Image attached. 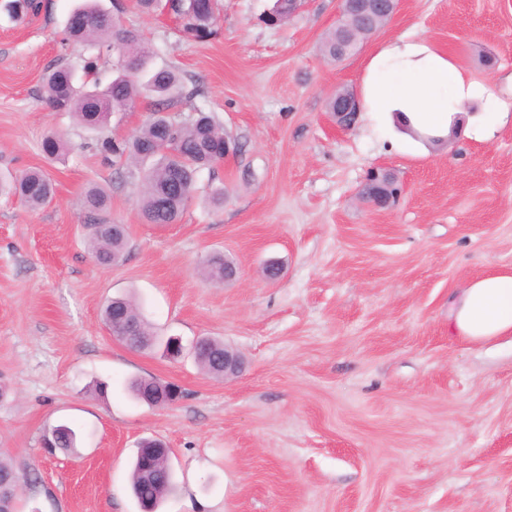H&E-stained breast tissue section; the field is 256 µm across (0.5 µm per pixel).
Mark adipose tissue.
Wrapping results in <instances>:
<instances>
[{"mask_svg":"<svg viewBox=\"0 0 512 512\" xmlns=\"http://www.w3.org/2000/svg\"><path fill=\"white\" fill-rule=\"evenodd\" d=\"M473 101L491 118L512 112V100L467 79L445 53L410 35L386 43L362 78L363 111L381 114L401 138H448L456 115ZM448 333L472 341L512 335V271L460 288L448 311Z\"/></svg>","mask_w":512,"mask_h":512,"instance_id":"1","label":"adipose tissue"}]
</instances>
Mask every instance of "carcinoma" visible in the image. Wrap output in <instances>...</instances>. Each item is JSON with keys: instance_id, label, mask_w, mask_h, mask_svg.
Returning a JSON list of instances; mask_svg holds the SVG:
<instances>
[{"instance_id": "cac0c4a2", "label": "carcinoma", "mask_w": 512, "mask_h": 512, "mask_svg": "<svg viewBox=\"0 0 512 512\" xmlns=\"http://www.w3.org/2000/svg\"><path fill=\"white\" fill-rule=\"evenodd\" d=\"M12 20L38 15L40 0H5L0 6ZM165 7L177 18L192 12L197 26L185 32L197 39L216 34L217 4L212 0H166ZM83 45L88 55L73 63L66 58L57 62L44 80L43 101L56 112H68L82 125L104 131L114 112L135 108L143 95L154 97V109L139 129L124 141L102 139L99 150L114 163L136 162L143 166V190L137 205L147 224L175 223L192 200L198 174L222 161L224 131L210 113L197 108L176 121L168 110L183 96L177 73L170 69L147 70L151 48L143 36L123 27L100 0H82L69 15L64 43ZM112 58L113 78L102 84L99 60ZM50 179L40 170H25L10 178L0 177V194L21 198L37 210L52 195ZM110 206V197L98 186L89 187L82 197L87 214L88 250L100 265L120 261L128 243L127 230L112 232V223L100 217ZM206 279L224 280V257L205 258ZM105 326L113 336H125L121 327L129 324L136 336L158 341L134 303L112 299L103 312ZM205 355L194 360L206 375L221 378L224 368V341L214 337L196 340ZM173 384L157 379H138L131 383L134 396L148 406H160L155 393L167 392ZM44 446L73 450L77 432L69 425L53 427L44 435ZM18 473L0 458V512H15ZM131 491L143 512L156 509L173 486L169 449L157 441H146L138 449L131 470Z\"/></svg>"}]
</instances>
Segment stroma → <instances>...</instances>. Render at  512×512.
I'll return each mask as SVG.
<instances>
[{"label": "stroma", "instance_id": "obj_1", "mask_svg": "<svg viewBox=\"0 0 512 512\" xmlns=\"http://www.w3.org/2000/svg\"><path fill=\"white\" fill-rule=\"evenodd\" d=\"M78 2L0 18V174L37 167L55 188L36 211L0 197V458L38 474L16 512H141L130 466L145 439L169 449L174 470L160 512H512V335L448 333L457 288L512 270V112L428 150L392 140L371 114L342 129L327 111L409 32L512 96V0H401L339 62L319 50L339 0H303L277 26L264 21L274 0H219L205 42L168 11L101 0L150 42L151 68L201 89L172 114L202 107L238 145L165 225L140 217V166L103 160L96 132L42 100L44 73L72 55L62 38ZM52 131L64 143L55 159L42 151ZM380 167L402 184L387 209L360 195ZM92 183L111 196L106 219L129 227L112 267L85 245ZM216 251L236 280L203 278ZM270 262L280 279L263 275ZM116 296L133 297L159 336L223 339L244 372L214 379L192 358L126 348L101 317ZM139 377L183 396L141 404L128 390ZM61 423L78 448L48 453L43 436Z\"/></svg>", "mask_w": 512, "mask_h": 512}]
</instances>
